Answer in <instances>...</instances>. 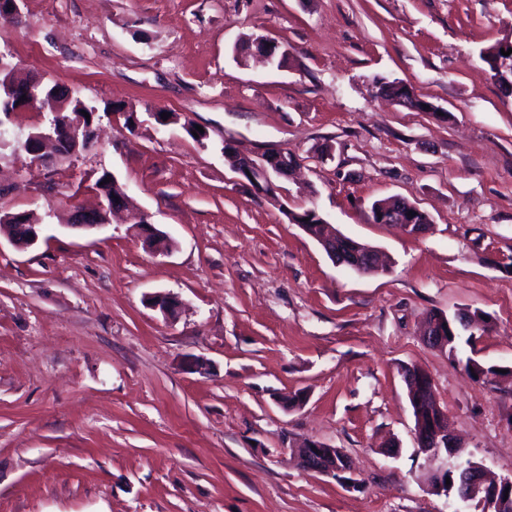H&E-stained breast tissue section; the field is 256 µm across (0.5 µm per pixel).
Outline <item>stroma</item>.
I'll list each match as a JSON object with an SVG mask.
<instances>
[{
	"label": "stroma",
	"instance_id": "obj_1",
	"mask_svg": "<svg viewBox=\"0 0 512 512\" xmlns=\"http://www.w3.org/2000/svg\"><path fill=\"white\" fill-rule=\"evenodd\" d=\"M0 55L88 104L86 153L33 162L48 110L0 124V209L33 212L39 243L0 230V512H454L432 490L402 370L418 367L464 451L512 478V95L481 60L512 42V0H23ZM246 34L288 52L240 64ZM414 87L437 113L380 97ZM134 112L133 129L124 126ZM171 112L164 127L155 113ZM203 127L193 139L185 124ZM293 154L255 193L224 158ZM111 172L171 243L125 215L74 230L86 174ZM399 196L426 235L369 219ZM316 209L380 250L386 271L333 264L287 215ZM178 297L176 317L149 299ZM488 314L455 354L432 312ZM501 368L470 379L467 359ZM206 370H196V362ZM300 391L304 403L283 407ZM342 449L358 489L303 469L306 441Z\"/></svg>",
	"mask_w": 512,
	"mask_h": 512
}]
</instances>
